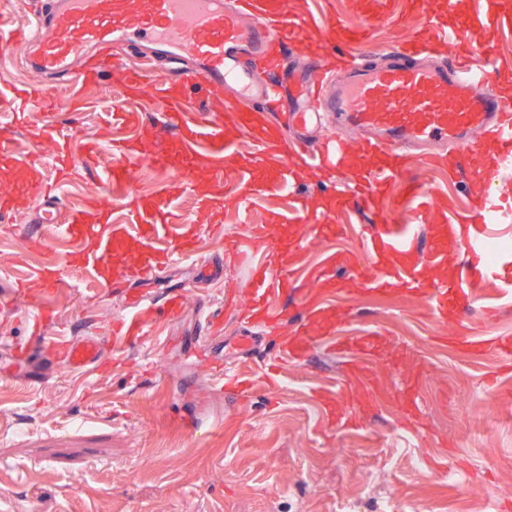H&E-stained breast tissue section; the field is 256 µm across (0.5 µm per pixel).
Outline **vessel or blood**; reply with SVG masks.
Segmentation results:
<instances>
[{
	"instance_id": "b4317fda",
	"label": "vessel or blood",
	"mask_w": 512,
	"mask_h": 512,
	"mask_svg": "<svg viewBox=\"0 0 512 512\" xmlns=\"http://www.w3.org/2000/svg\"><path fill=\"white\" fill-rule=\"evenodd\" d=\"M32 30L8 28L0 13V42H26L23 59L39 81L21 88L0 89V112L25 120L56 141L51 166L15 151L0 136V164L16 170L9 191L0 194V222L15 212V200L29 195L37 202L36 228L26 240L37 256L35 267L18 283L20 293L36 291L38 307L25 310L27 342H10L18 361H30L29 344L43 338V323L53 313L52 301L65 286L63 268L87 273L100 288L131 284L163 271L180 260L192 263L191 288H172L163 296L140 291L128 297L129 313L114 319L109 337L55 336L58 364L84 383H93L114 354L132 343L152 339L160 328L180 320L189 295H196L202 315L198 351L208 386L251 398L256 384L274 394L289 364L313 348L340 357L342 385H328L319 401L331 418L351 427L341 405L350 395L373 398V350L377 338L366 330L357 336L337 335L333 320L340 314L325 304L326 296L344 290L335 272L343 269L366 291L386 300L398 293L423 299L433 317L479 309L477 290L492 283L512 293V248L488 258L505 216L512 214V94L494 87L504 68L500 57L467 46L461 30L477 27L512 34V0H474L459 14L458 0H443V10L458 16L454 26L436 25L429 38L372 48L375 24L397 26L402 11L416 10L428 0H349L360 22L352 25L318 9L315 0L302 12L288 0H25ZM119 73L121 90L112 98L109 122L138 129L162 143L150 158L152 167L177 169L183 189L195 194L202 222L224 211L225 198L248 204L255 195L275 194L297 184L303 171L319 173L335 193L336 212L314 213L306 196L290 202V221L302 234L279 243L274 224H250L237 250L263 243L262 262L250 266L251 303L242 313L238 353H224L221 334L224 306L213 303L209 287L224 281L222 262L195 261L196 227L171 223L169 185L160 182L151 197H127L134 163L140 160L137 140H111L117 157L109 174V198L90 199L86 208L63 210L59 184L74 169L70 137L44 112L58 91L70 93L74 110L85 106L83 94ZM160 103L146 114L142 99ZM242 130L253 153H238L225 124ZM353 125L364 137L351 143L340 128ZM363 168L351 170L353 158ZM431 165L457 172L476 184L467 221L431 224L430 191L414 173ZM230 173V181L202 196L192 179L196 170ZM400 195L378 223L360 227L362 256L332 251L321 265L304 259L323 228L379 210L391 186ZM124 200L118 213L116 200ZM380 211V210H379ZM431 224L432 244L424 259L415 256L416 224ZM71 243L59 260L50 239ZM138 240L136 260L112 272L109 262L130 240ZM455 268L446 280L431 278L435 268ZM295 296L302 310L290 334H281L286 311L282 299ZM278 339V352L261 375L248 369L250 350L266 337Z\"/></svg>"
}]
</instances>
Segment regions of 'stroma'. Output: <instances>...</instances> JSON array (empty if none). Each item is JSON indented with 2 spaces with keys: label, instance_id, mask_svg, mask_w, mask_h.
Returning a JSON list of instances; mask_svg holds the SVG:
<instances>
[{
  "label": "stroma",
  "instance_id": "obj_1",
  "mask_svg": "<svg viewBox=\"0 0 512 512\" xmlns=\"http://www.w3.org/2000/svg\"><path fill=\"white\" fill-rule=\"evenodd\" d=\"M110 107L105 89L78 114L63 97L53 106L73 153L100 146L96 161L62 187L67 207L109 191V141L136 135L130 127H108ZM422 177L438 204L452 199L467 209L464 179L442 169L423 170ZM163 178L179 223L193 224L197 208L179 174L164 177L141 162L128 191L151 195ZM288 204L284 191L254 199L246 213L225 208L223 221L201 229L200 257L220 240L243 235L244 222L287 213ZM26 250L20 235L0 232V294L25 275ZM88 288L85 280L70 281L54 302L46 335H105L124 313V298L90 302ZM335 306L345 314L336 330H377L381 390L402 397L406 384L415 386L420 409L413 422L369 402L353 408L358 432L328 420L313 388L322 377L340 376L341 364L319 352L311 364L289 366L273 408L260 393L246 403L226 399L202 374L195 391L185 392L178 379L196 360L190 343L199 332L192 306L166 329L157 368H145L146 347L135 343L90 388L60 368L27 388L24 365L0 351V512H499V489L512 484V401L486 397L483 383L494 371L499 389L512 391V370L499 371L490 350L465 356L439 346L437 326L458 334L456 315L437 322L409 296L380 303L353 280ZM189 410L222 419V433L198 443L167 426L166 417ZM459 475L483 485L479 504L461 494Z\"/></svg>",
  "mask_w": 512,
  "mask_h": 512
}]
</instances>
